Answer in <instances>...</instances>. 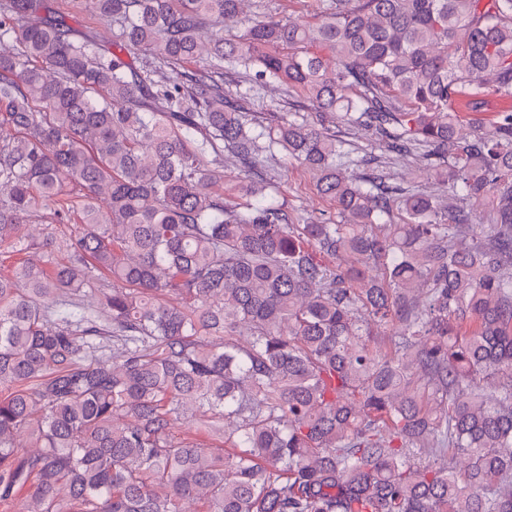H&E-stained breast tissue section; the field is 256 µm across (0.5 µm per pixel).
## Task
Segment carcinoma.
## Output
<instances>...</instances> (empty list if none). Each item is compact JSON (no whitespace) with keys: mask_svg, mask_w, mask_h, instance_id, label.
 Masks as SVG:
<instances>
[{"mask_svg":"<svg viewBox=\"0 0 512 512\" xmlns=\"http://www.w3.org/2000/svg\"><path fill=\"white\" fill-rule=\"evenodd\" d=\"M89 2L110 52L55 0H0V245L25 254L0 272V503L512 512V109L472 135L455 111L512 98V0H326L236 39L244 0ZM226 68L299 90L313 117L253 126ZM338 121L422 151L448 207L348 173ZM281 150L335 215L272 200ZM95 271L112 288L89 306Z\"/></svg>","mask_w":512,"mask_h":512,"instance_id":"obj_1","label":"carcinoma"}]
</instances>
